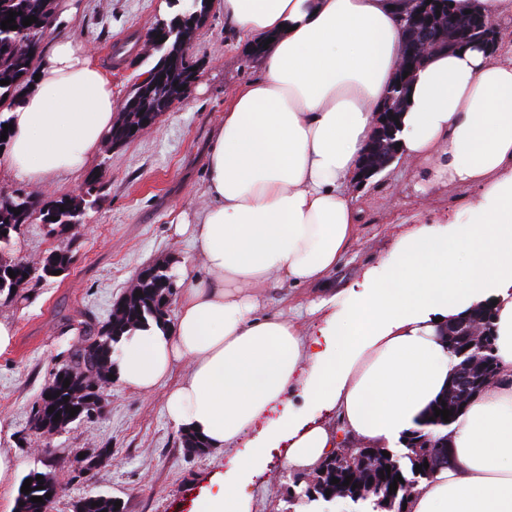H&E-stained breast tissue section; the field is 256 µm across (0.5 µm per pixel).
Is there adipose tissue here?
I'll use <instances>...</instances> for the list:
<instances>
[{"mask_svg":"<svg viewBox=\"0 0 512 512\" xmlns=\"http://www.w3.org/2000/svg\"><path fill=\"white\" fill-rule=\"evenodd\" d=\"M228 25L265 43L261 76L224 106L207 153L204 201L173 230L203 256L173 323L119 338L122 385L147 394L177 363L169 424L233 450L192 512H253L245 487L275 450L309 468L341 437L392 448L423 421L455 365L441 324L495 304L497 382L448 427L451 467L419 483L412 512H512V0H454L501 37L426 58L397 135L399 155L429 165L415 190H474L463 216L397 238L322 325L268 310L277 284L322 286L365 218L351 193L403 50L408 0H212ZM33 88L6 111L0 168L32 184L81 171L117 114L91 50L57 40ZM299 390L303 407L292 405ZM334 413L339 428L325 424Z\"/></svg>","mask_w":512,"mask_h":512,"instance_id":"obj_1","label":"adipose tissue"}]
</instances>
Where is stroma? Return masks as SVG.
Returning <instances> with one entry per match:
<instances>
[{
    "mask_svg": "<svg viewBox=\"0 0 512 512\" xmlns=\"http://www.w3.org/2000/svg\"><path fill=\"white\" fill-rule=\"evenodd\" d=\"M168 2L77 0V22L45 30L41 44L49 46L58 38L88 44L112 86L113 99L121 104L158 60L146 43L158 20L169 18ZM187 54L196 79L186 99L123 147L102 146L82 172L47 185L35 186L0 170V195L48 201L73 195L93 175L102 186L66 275L32 281L13 301L0 296V320L15 330L13 345L0 353V450L15 465L11 477L0 481V512H15L18 487L35 472L59 480L54 512H74L75 503L90 494L121 501L124 512H190L202 482L224 469L223 453L187 452L180 432L166 421V396L170 384L186 374L183 364L173 369L169 385L146 396L112 382L99 417L50 435L36 430L32 421L34 403L52 374L69 363L85 328L106 320L144 267L163 263L175 275L182 265L200 264L191 243L173 234L171 219L197 202L206 181L211 134L224 117L227 95L259 76L260 59L216 8L194 33ZM425 169L422 162L402 163L355 185L365 220L344 263L328 281L337 302L345 301L348 288L378 264L417 216L439 219L463 212L469 192L458 186L442 183L429 197L415 195L413 186ZM64 242L36 219L13 234L0 248V257L35 262ZM78 448L111 449L112 460L81 469L74 460ZM294 475L273 459L252 487L255 512H290L288 489Z\"/></svg>",
    "mask_w": 512,
    "mask_h": 512,
    "instance_id": "35a3bbf8",
    "label": "stroma"
}]
</instances>
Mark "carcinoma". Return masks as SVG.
<instances>
[{"label": "carcinoma", "mask_w": 512, "mask_h": 512, "mask_svg": "<svg viewBox=\"0 0 512 512\" xmlns=\"http://www.w3.org/2000/svg\"><path fill=\"white\" fill-rule=\"evenodd\" d=\"M208 0H191V3L180 9L169 21L161 34L156 48L159 61L154 66L153 84L149 86L135 85L127 102L135 103L132 109L119 113L116 123L107 135V140H115L122 144L126 142V128L137 121L139 112H146V116L155 117L169 108L175 101L174 89L181 85L192 65L185 57V46L190 40L193 26V14L206 15L209 12ZM16 12L15 30L0 28V81L8 80L10 84H0V102L11 103L25 91L35 74L34 64L38 55L31 50V41L43 31L52 13V0H0V22L7 19V13ZM34 16L38 21L29 26L22 24L23 19ZM96 178L87 182V188L77 198L63 197L59 200L47 202L42 217L45 223L52 226V230L59 234L67 233L73 224L84 218L85 209L89 204L87 197L95 189ZM37 206L30 196L17 195L0 200V233L13 234L20 230L28 219L27 211ZM20 214H14V211ZM76 239L71 237L63 247V252L52 254L55 263L67 268L74 261ZM14 271L16 277L9 276L8 271ZM35 278L45 279V267L36 263L30 264L22 261H3L0 263V294L13 299L18 296V290L27 287ZM177 285L164 265H153L146 275L135 278L122 297L112 306L107 321L100 329L89 328L81 345L74 351L69 364L58 369L48 382L44 391L51 394V398L43 401L42 405L32 408L35 428L51 433L62 429L77 421L70 416L69 409L83 407L86 400L102 395L103 389L110 384L109 375L112 368V352L118 339L144 326L148 321L165 322L167 312L164 310L167 297L176 293ZM142 295H136V292ZM475 317L481 318L479 327L487 342V360L489 366L497 363L495 354V325L494 314L472 310ZM70 380L69 386H64L65 380ZM54 412H48L49 407ZM448 409L452 412L450 420L460 414L458 400L451 388H446L429 408L426 418L435 417V409ZM61 414V419H55V414ZM425 448H409L407 453L399 456L395 463L377 457L370 459L360 467L343 473L327 472L319 478L315 491L304 486L299 487V493L309 503H318L324 500L326 493H344L350 497H369L372 506H377L376 500L389 493V486L397 483L401 489L407 484L418 485L431 475V470L424 467ZM422 466V471L415 472L416 465ZM391 469H386V466ZM352 477L349 485H343L345 478ZM403 481H397V477ZM37 474L31 473L33 490L28 494L19 493L16 512H44V504L30 501L32 497L45 496L49 493L56 495V479L48 473L43 474V481L36 480ZM339 479V483H332V479ZM43 489H37V486ZM76 512H123L115 509V499L94 495L80 499L76 505Z\"/></svg>", "instance_id": "carcinoma-1"}]
</instances>
